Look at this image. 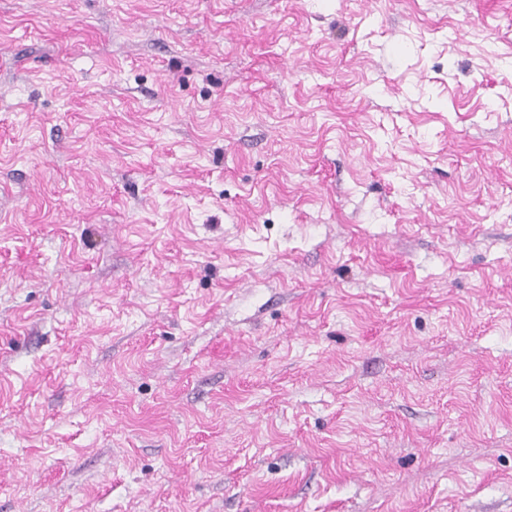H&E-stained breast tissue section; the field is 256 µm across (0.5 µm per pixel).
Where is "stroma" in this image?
I'll list each match as a JSON object with an SVG mask.
<instances>
[{
	"mask_svg": "<svg viewBox=\"0 0 512 512\" xmlns=\"http://www.w3.org/2000/svg\"><path fill=\"white\" fill-rule=\"evenodd\" d=\"M0 512H512V0H0Z\"/></svg>",
	"mask_w": 512,
	"mask_h": 512,
	"instance_id": "obj_1",
	"label": "stroma"
}]
</instances>
